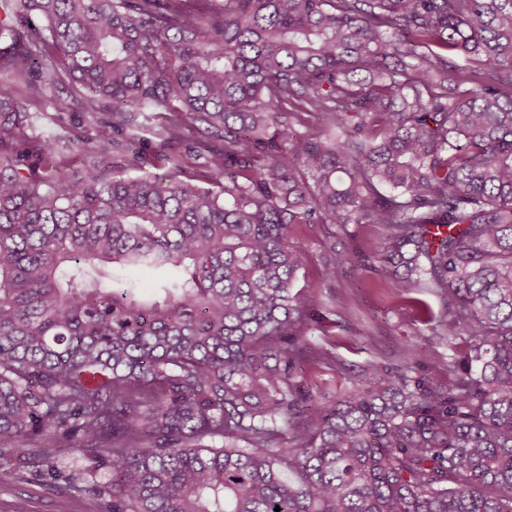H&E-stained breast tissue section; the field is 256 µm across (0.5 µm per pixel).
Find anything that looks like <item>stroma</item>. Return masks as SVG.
Returning <instances> with one entry per match:
<instances>
[{"label": "stroma", "instance_id": "obj_1", "mask_svg": "<svg viewBox=\"0 0 512 512\" xmlns=\"http://www.w3.org/2000/svg\"><path fill=\"white\" fill-rule=\"evenodd\" d=\"M59 92L73 99L74 106L65 112H52L54 121L49 129L60 136L58 161L80 167L79 140L104 137L118 143L116 151L103 161L109 171H123L125 153L135 150L143 156L146 171L156 172L159 146L154 140L131 143L124 134L115 133L111 110L104 101L99 102L92 118H85L84 102L70 79L62 80ZM293 241L308 255L306 284L314 286L317 303L327 305L332 311L326 334H315L314 339L335 342L336 364L309 376L308 385L313 393L339 395L353 387L366 365L395 364L401 349L411 345L430 348L437 354L423 369L426 377L435 379L443 375L447 346L431 335L426 324L416 321L412 308L393 300L374 285L372 266L377 242L363 228L350 224L331 237L322 225L300 224L294 230ZM330 242L347 258L345 267L332 282L325 281L321 260ZM19 475L11 487H0V512H57L61 495L48 486L36 466L21 468Z\"/></svg>", "mask_w": 512, "mask_h": 512}]
</instances>
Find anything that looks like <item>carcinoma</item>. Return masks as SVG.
<instances>
[{
    "instance_id": "cac0c4a2",
    "label": "carcinoma",
    "mask_w": 512,
    "mask_h": 512,
    "mask_svg": "<svg viewBox=\"0 0 512 512\" xmlns=\"http://www.w3.org/2000/svg\"><path fill=\"white\" fill-rule=\"evenodd\" d=\"M0 9V73L70 77L165 168L117 177L89 138L71 169L0 85V485L32 463L97 512H512V0ZM298 224L371 228L380 288L442 298L448 377L414 346L304 389L336 356ZM345 263L325 247L327 279Z\"/></svg>"
}]
</instances>
